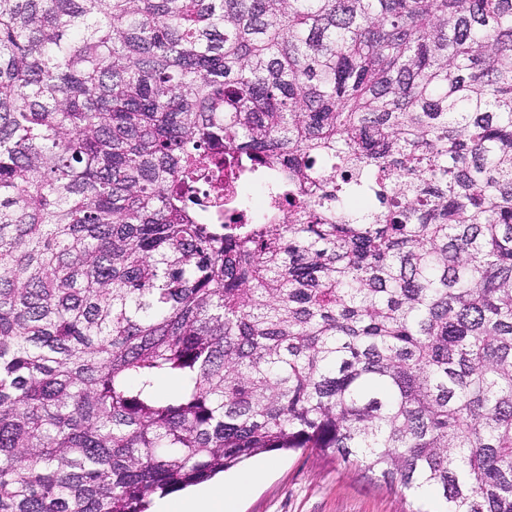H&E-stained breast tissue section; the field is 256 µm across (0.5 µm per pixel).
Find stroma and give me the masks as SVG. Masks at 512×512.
<instances>
[{"instance_id": "1", "label": "stroma", "mask_w": 512, "mask_h": 512, "mask_svg": "<svg viewBox=\"0 0 512 512\" xmlns=\"http://www.w3.org/2000/svg\"><path fill=\"white\" fill-rule=\"evenodd\" d=\"M251 465L269 464L265 479L237 505V512H406L398 491L376 475L333 456L297 451L264 454Z\"/></svg>"}]
</instances>
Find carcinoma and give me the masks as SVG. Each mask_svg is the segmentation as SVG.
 Listing matches in <instances>:
<instances>
[{
  "label": "carcinoma",
  "instance_id": "carcinoma-1",
  "mask_svg": "<svg viewBox=\"0 0 512 512\" xmlns=\"http://www.w3.org/2000/svg\"><path fill=\"white\" fill-rule=\"evenodd\" d=\"M298 449L512 512V0H0V512ZM210 198V204L207 210V216L211 218H224V214L226 216L236 214L235 210V202L232 195L228 193L224 188L223 194L220 192H215L213 190L208 191Z\"/></svg>",
  "mask_w": 512,
  "mask_h": 512
}]
</instances>
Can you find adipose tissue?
<instances>
[{"instance_id":"adipose-tissue-1","label":"adipose tissue","mask_w":512,"mask_h":512,"mask_svg":"<svg viewBox=\"0 0 512 512\" xmlns=\"http://www.w3.org/2000/svg\"><path fill=\"white\" fill-rule=\"evenodd\" d=\"M264 473L259 467L232 483H214L194 497L160 501L156 512H236L239 498L260 482Z\"/></svg>"}]
</instances>
